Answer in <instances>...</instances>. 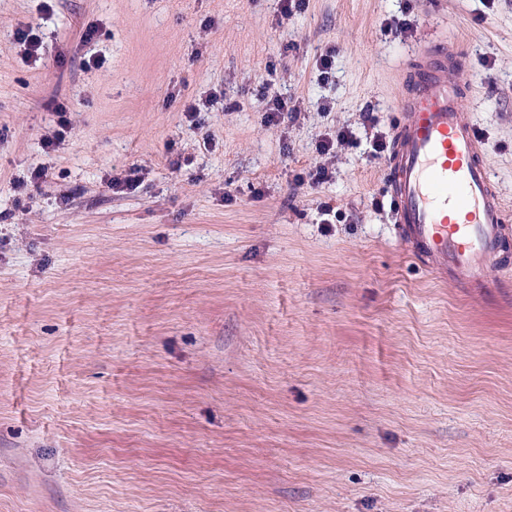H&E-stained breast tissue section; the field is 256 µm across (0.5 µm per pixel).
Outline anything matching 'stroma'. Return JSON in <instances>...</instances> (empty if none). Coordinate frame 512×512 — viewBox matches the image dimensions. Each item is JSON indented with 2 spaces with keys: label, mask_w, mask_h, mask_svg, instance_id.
<instances>
[{
  "label": "stroma",
  "mask_w": 512,
  "mask_h": 512,
  "mask_svg": "<svg viewBox=\"0 0 512 512\" xmlns=\"http://www.w3.org/2000/svg\"><path fill=\"white\" fill-rule=\"evenodd\" d=\"M420 39L512 222V0H0V512H512V276L410 258L372 149ZM264 112H267V123L280 125L292 119L296 115L295 112H300V108L296 104L289 106L288 99L275 95L266 101ZM53 112H55L58 116L57 124L60 129L55 130L51 135H46L43 137L42 147L45 150L52 149L56 146V144L62 139L70 124V120L67 117L69 109L66 104L63 102H55Z\"/></svg>",
  "instance_id": "35a3bbf8"
}]
</instances>
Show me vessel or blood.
<instances>
[{
	"mask_svg": "<svg viewBox=\"0 0 512 512\" xmlns=\"http://www.w3.org/2000/svg\"><path fill=\"white\" fill-rule=\"evenodd\" d=\"M462 68L447 43L418 48L398 104L387 185L397 242L436 278L479 289L490 287L491 268L512 267V225L462 105L466 85L448 76Z\"/></svg>",
	"mask_w": 512,
	"mask_h": 512,
	"instance_id": "obj_1",
	"label": "vessel or blood"
}]
</instances>
